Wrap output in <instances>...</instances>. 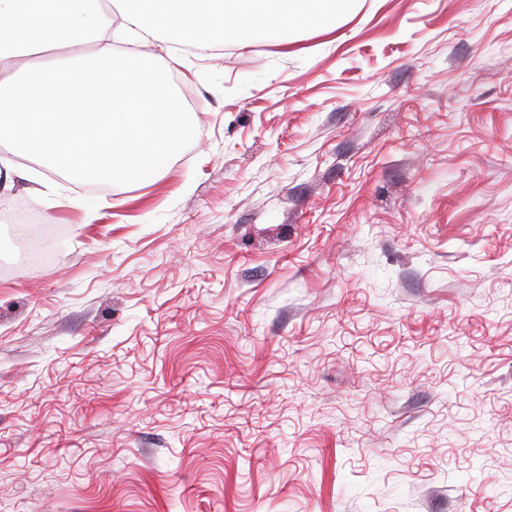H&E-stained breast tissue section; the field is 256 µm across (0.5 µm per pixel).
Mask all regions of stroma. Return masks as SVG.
Masks as SVG:
<instances>
[{"label": "stroma", "instance_id": "obj_1", "mask_svg": "<svg viewBox=\"0 0 512 512\" xmlns=\"http://www.w3.org/2000/svg\"><path fill=\"white\" fill-rule=\"evenodd\" d=\"M166 64L157 180L0 188V512H512V0Z\"/></svg>", "mask_w": 512, "mask_h": 512}]
</instances>
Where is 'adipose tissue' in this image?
I'll use <instances>...</instances> for the list:
<instances>
[{
    "mask_svg": "<svg viewBox=\"0 0 512 512\" xmlns=\"http://www.w3.org/2000/svg\"><path fill=\"white\" fill-rule=\"evenodd\" d=\"M357 0H0V147L87 183H149L194 129L158 34L200 50L259 31L330 29ZM120 37L143 50L119 58Z\"/></svg>",
    "mask_w": 512,
    "mask_h": 512,
    "instance_id": "1",
    "label": "adipose tissue"
}]
</instances>
